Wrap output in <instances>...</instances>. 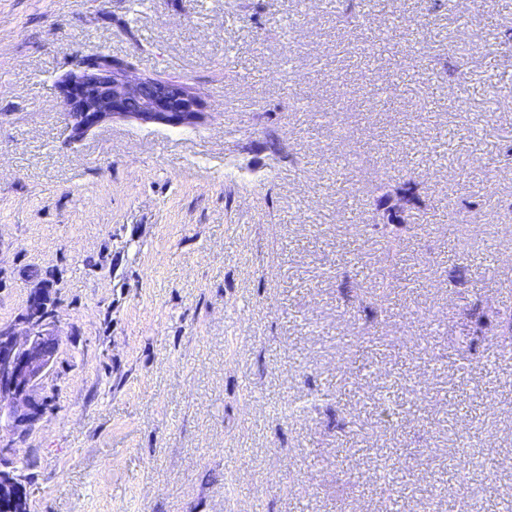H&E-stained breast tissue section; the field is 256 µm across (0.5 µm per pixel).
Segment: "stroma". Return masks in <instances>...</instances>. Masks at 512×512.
<instances>
[{"label": "stroma", "instance_id": "obj_1", "mask_svg": "<svg viewBox=\"0 0 512 512\" xmlns=\"http://www.w3.org/2000/svg\"><path fill=\"white\" fill-rule=\"evenodd\" d=\"M0 0V324L62 342L28 512H512V0ZM192 127L71 136L75 55ZM415 185L384 249L381 187Z\"/></svg>", "mask_w": 512, "mask_h": 512}]
</instances>
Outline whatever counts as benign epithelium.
<instances>
[{
  "instance_id": "1",
  "label": "benign epithelium",
  "mask_w": 512,
  "mask_h": 512,
  "mask_svg": "<svg viewBox=\"0 0 512 512\" xmlns=\"http://www.w3.org/2000/svg\"><path fill=\"white\" fill-rule=\"evenodd\" d=\"M56 89L76 138L114 117L176 127L194 126L203 117L204 101L197 90L159 77L134 76L116 57L108 68L84 56L76 58ZM43 297V291L33 292L25 313L0 325V454L11 448L1 432L39 419L35 393L62 341L54 316L44 312ZM26 496L15 476L0 471V512H23Z\"/></svg>"
}]
</instances>
